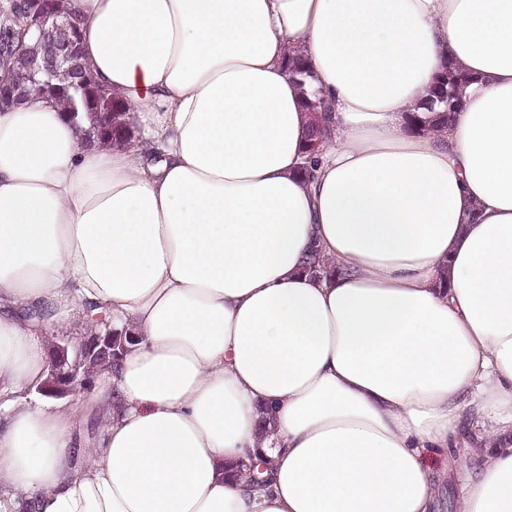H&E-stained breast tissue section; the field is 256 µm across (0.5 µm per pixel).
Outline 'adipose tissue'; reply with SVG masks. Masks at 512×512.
Instances as JSON below:
<instances>
[{
	"instance_id": "1",
	"label": "adipose tissue",
	"mask_w": 512,
	"mask_h": 512,
	"mask_svg": "<svg viewBox=\"0 0 512 512\" xmlns=\"http://www.w3.org/2000/svg\"><path fill=\"white\" fill-rule=\"evenodd\" d=\"M71 4L133 141L0 110L10 512H436L451 476L459 512H512V0ZM292 51L332 109L310 182ZM449 63L474 81L447 127L419 105ZM101 314L140 340L76 468L72 416L18 394ZM257 458L263 486L225 478Z\"/></svg>"
}]
</instances>
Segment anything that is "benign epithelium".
Instances as JSON below:
<instances>
[{
  "instance_id": "1",
  "label": "benign epithelium",
  "mask_w": 512,
  "mask_h": 512,
  "mask_svg": "<svg viewBox=\"0 0 512 512\" xmlns=\"http://www.w3.org/2000/svg\"><path fill=\"white\" fill-rule=\"evenodd\" d=\"M25 27L36 32L34 44L11 57L13 66L24 82H37L51 75L52 69L71 67L81 54L73 34L79 28L76 16L59 12L53 0H23ZM28 101L23 86L1 87L0 106L21 105ZM59 353L50 355L47 381L38 392L47 397H86L95 387V376L90 362L110 355L115 343L112 334H91L80 340L79 345L69 338L56 340ZM74 346L72 358L66 350Z\"/></svg>"
}]
</instances>
